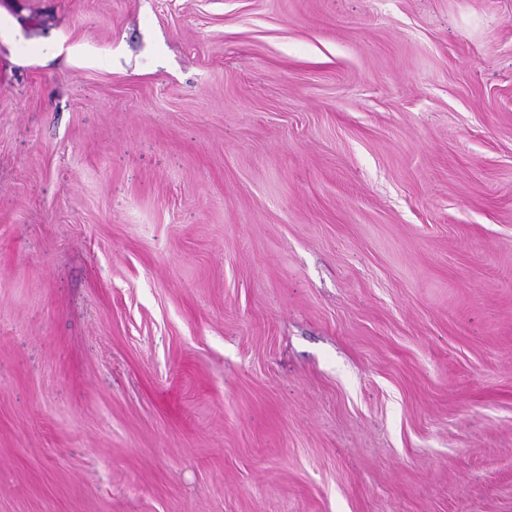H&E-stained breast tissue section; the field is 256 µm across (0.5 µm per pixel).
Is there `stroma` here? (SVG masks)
<instances>
[{
    "instance_id": "1",
    "label": "stroma",
    "mask_w": 512,
    "mask_h": 512,
    "mask_svg": "<svg viewBox=\"0 0 512 512\" xmlns=\"http://www.w3.org/2000/svg\"><path fill=\"white\" fill-rule=\"evenodd\" d=\"M0 512H512V0H0Z\"/></svg>"
}]
</instances>
